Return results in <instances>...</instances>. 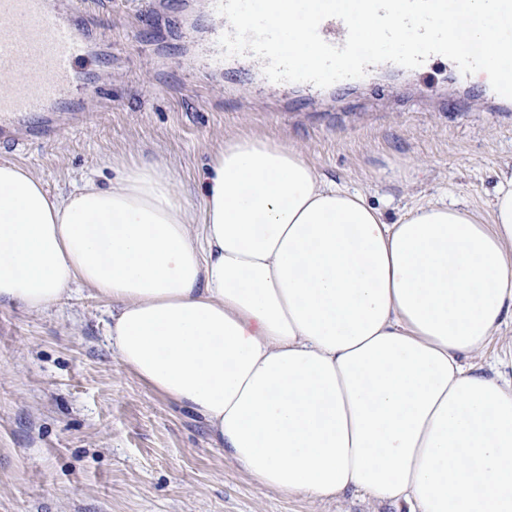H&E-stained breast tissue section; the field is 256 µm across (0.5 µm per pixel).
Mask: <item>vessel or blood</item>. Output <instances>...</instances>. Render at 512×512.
Segmentation results:
<instances>
[{
    "mask_svg": "<svg viewBox=\"0 0 512 512\" xmlns=\"http://www.w3.org/2000/svg\"><path fill=\"white\" fill-rule=\"evenodd\" d=\"M77 0H0V146L56 141L89 115L79 98L89 86L81 64L105 42L93 12L75 22ZM320 36L343 46L347 29L324 20Z\"/></svg>",
    "mask_w": 512,
    "mask_h": 512,
    "instance_id": "obj_1",
    "label": "vessel or blood"
}]
</instances>
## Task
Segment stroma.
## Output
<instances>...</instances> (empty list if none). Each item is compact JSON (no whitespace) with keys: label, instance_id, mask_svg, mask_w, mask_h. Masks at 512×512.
Here are the masks:
<instances>
[{"label":"stroma","instance_id":"1","mask_svg":"<svg viewBox=\"0 0 512 512\" xmlns=\"http://www.w3.org/2000/svg\"><path fill=\"white\" fill-rule=\"evenodd\" d=\"M112 52L97 64L110 92L85 128L13 151L0 163L67 190L113 164L165 159L188 190L226 137L256 135L299 148L337 184L392 216L422 197L480 214L512 170V119L486 84L449 86L447 63L420 81L384 76L371 101L331 92L255 91L246 68L203 65L213 20L207 0H82ZM110 303L86 287L48 311L0 305V512H402L348 492L314 501L261 488L210 442L201 418L153 392L108 342Z\"/></svg>","mask_w":512,"mask_h":512}]
</instances>
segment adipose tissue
<instances>
[{
  "label": "adipose tissue",
  "mask_w": 512,
  "mask_h": 512,
  "mask_svg": "<svg viewBox=\"0 0 512 512\" xmlns=\"http://www.w3.org/2000/svg\"><path fill=\"white\" fill-rule=\"evenodd\" d=\"M166 161L55 194L0 164V304H112L121 364L199 414L261 487L409 512H512V377L469 358L512 323V175L489 217L387 221L264 137L225 138L191 208Z\"/></svg>",
  "instance_id": "ef3b65f1"
}]
</instances>
